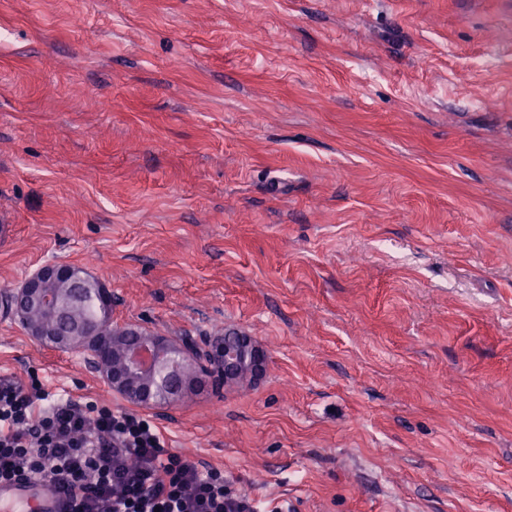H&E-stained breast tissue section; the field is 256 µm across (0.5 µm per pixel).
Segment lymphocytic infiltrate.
Returning <instances> with one entry per match:
<instances>
[{
  "label": "lymphocytic infiltrate",
  "mask_w": 512,
  "mask_h": 512,
  "mask_svg": "<svg viewBox=\"0 0 512 512\" xmlns=\"http://www.w3.org/2000/svg\"><path fill=\"white\" fill-rule=\"evenodd\" d=\"M45 398L38 381L0 382V483L66 488L74 512H253L225 491L221 472L166 449L149 420Z\"/></svg>",
  "instance_id": "lymphocytic-infiltrate-1"
}]
</instances>
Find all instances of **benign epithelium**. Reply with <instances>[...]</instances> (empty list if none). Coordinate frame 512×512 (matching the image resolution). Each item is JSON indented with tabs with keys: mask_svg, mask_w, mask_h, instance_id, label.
I'll use <instances>...</instances> for the list:
<instances>
[{
	"mask_svg": "<svg viewBox=\"0 0 512 512\" xmlns=\"http://www.w3.org/2000/svg\"><path fill=\"white\" fill-rule=\"evenodd\" d=\"M72 279L80 288L83 281L74 274L70 265L47 263L26 277L10 297L13 315L33 338L59 347L83 350L93 370L101 373L112 390L128 400L138 403L153 402L155 388L164 386L168 400L176 402L183 395L202 387L200 374L192 373L201 367L212 381L234 387L256 384L266 374V354L251 337L238 334L234 342H224L217 336L205 347L190 338L175 342L169 338L137 331V339L123 341L128 328L122 327L113 334V340L123 342L119 361L111 363L107 356L95 351L92 335L85 324L69 323L57 336L41 325L27 321L28 311L35 306H47L56 301L53 285L61 280Z\"/></svg>",
	"mask_w": 512,
	"mask_h": 512,
	"instance_id": "benign-epithelium-1",
	"label": "benign epithelium"
}]
</instances>
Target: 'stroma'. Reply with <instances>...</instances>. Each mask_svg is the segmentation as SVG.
<instances>
[{"instance_id":"obj_1","label":"stroma","mask_w":512,"mask_h":512,"mask_svg":"<svg viewBox=\"0 0 512 512\" xmlns=\"http://www.w3.org/2000/svg\"><path fill=\"white\" fill-rule=\"evenodd\" d=\"M0 380L153 424L260 512H512V0H0ZM262 346L143 407L8 296Z\"/></svg>"}]
</instances>
